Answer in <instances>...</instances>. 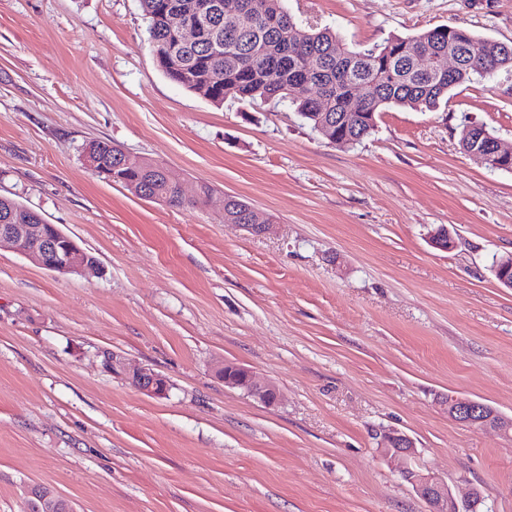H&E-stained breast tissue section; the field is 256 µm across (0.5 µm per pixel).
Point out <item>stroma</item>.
Wrapping results in <instances>:
<instances>
[{"label": "stroma", "mask_w": 512, "mask_h": 512, "mask_svg": "<svg viewBox=\"0 0 512 512\" xmlns=\"http://www.w3.org/2000/svg\"><path fill=\"white\" fill-rule=\"evenodd\" d=\"M353 47L440 25L512 44V0H284ZM512 145V73L434 111L381 112L338 147L270 104L215 106L153 63L140 0H0V195L100 263L47 271L0 247V512L45 485L75 512H427L377 451L417 464L480 512H512V437L452 420L442 397L512 417V172L460 147L464 124ZM105 139L157 161L188 202L94 174ZM248 201L256 236L197 201ZM447 229L441 248L431 235ZM166 376L167 396L103 365ZM236 363L277 405L225 386Z\"/></svg>", "instance_id": "1"}]
</instances>
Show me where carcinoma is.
Instances as JSON below:
<instances>
[{
    "instance_id": "carcinoma-1",
    "label": "carcinoma",
    "mask_w": 512,
    "mask_h": 512,
    "mask_svg": "<svg viewBox=\"0 0 512 512\" xmlns=\"http://www.w3.org/2000/svg\"><path fill=\"white\" fill-rule=\"evenodd\" d=\"M233 13L210 12L200 20L196 42L181 44L177 31L196 0H140L148 21L153 52L168 56L162 72L187 90L221 105L227 98L242 103H283L292 88L305 83L316 95L295 101L298 115L317 128L324 112H348L349 98H362L363 107L349 123L329 122V136L354 144L374 130L384 109L400 105L435 109L455 88L474 80L489 81L502 70L512 69L511 51L505 52L490 39L471 31L437 26L417 35L392 36L380 45L353 48L329 28L304 26L286 9L283 0H231ZM448 51L452 45L462 53L479 51L486 56L484 73L462 66L451 79L435 76L430 66H414L409 59L417 47ZM487 142L485 126H464L461 147L471 153L475 143ZM97 161L115 164L121 148L108 140L93 143ZM149 196L180 207L185 197L169 183L163 170L146 164L137 173ZM20 202L0 197V223L13 224Z\"/></svg>"
}]
</instances>
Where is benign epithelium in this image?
I'll return each instance as SVG.
<instances>
[{"mask_svg": "<svg viewBox=\"0 0 512 512\" xmlns=\"http://www.w3.org/2000/svg\"><path fill=\"white\" fill-rule=\"evenodd\" d=\"M416 62L430 64L433 71L453 74L459 65L457 50L448 49L446 55H432L426 49L415 53ZM488 154L483 161L499 163L512 162V148L503 146L495 136L489 137ZM88 168L110 182H117L136 197L142 199V186L136 180L113 175L112 170L99 165L96 158L84 152ZM249 223L244 225L249 232L261 236L272 232L274 225L262 221L254 209H249ZM8 243L13 250L29 258L46 270L60 274H94L97 260L85 252L69 235L55 224H49L37 212L23 214L15 224H0V243ZM104 363L112 372L124 376L133 387L154 397H164L169 391L168 379L153 370L131 365L115 353H106ZM216 374L224 379V384L246 390L250 395L266 405L276 403L280 398L279 389L272 383L262 380L253 372L232 362H222L216 367ZM448 415L455 421L468 425L492 428L502 436L512 437V418L497 412L490 405L467 397L448 396L442 399ZM378 450L382 457L398 460L401 463L402 479L410 484L417 495L425 501L429 512H471L480 492L473 490L465 498L453 494L448 484L426 475L415 466L418 451L413 440L397 431H383L378 435ZM28 512H73L68 501L57 495L47 486L36 485L28 491Z\"/></svg>", "mask_w": 512, "mask_h": 512, "instance_id": "obj_1", "label": "benign epithelium"}]
</instances>
